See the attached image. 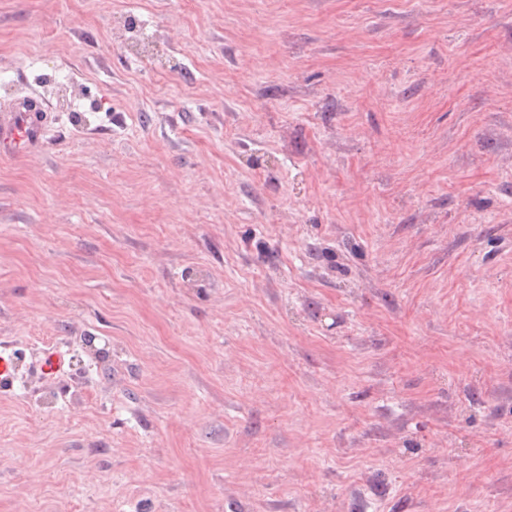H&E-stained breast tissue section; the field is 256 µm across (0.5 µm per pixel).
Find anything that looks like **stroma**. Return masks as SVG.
Wrapping results in <instances>:
<instances>
[{
  "instance_id": "1",
  "label": "stroma",
  "mask_w": 512,
  "mask_h": 512,
  "mask_svg": "<svg viewBox=\"0 0 512 512\" xmlns=\"http://www.w3.org/2000/svg\"><path fill=\"white\" fill-rule=\"evenodd\" d=\"M26 97L0 512H512V0H0Z\"/></svg>"
}]
</instances>
